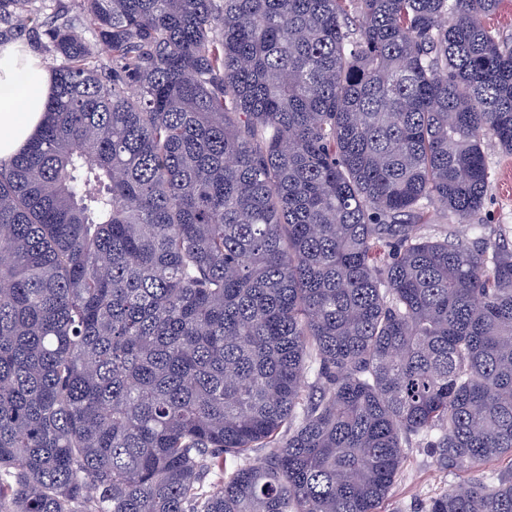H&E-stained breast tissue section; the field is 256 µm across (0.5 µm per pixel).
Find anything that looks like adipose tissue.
<instances>
[{
    "instance_id": "ef3b65f1",
    "label": "adipose tissue",
    "mask_w": 512,
    "mask_h": 512,
    "mask_svg": "<svg viewBox=\"0 0 512 512\" xmlns=\"http://www.w3.org/2000/svg\"><path fill=\"white\" fill-rule=\"evenodd\" d=\"M53 78L28 48L0 46V165L8 164L45 120Z\"/></svg>"
}]
</instances>
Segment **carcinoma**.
Instances as JSON below:
<instances>
[{"label":"carcinoma","instance_id":"cac0c4a2","mask_svg":"<svg viewBox=\"0 0 512 512\" xmlns=\"http://www.w3.org/2000/svg\"><path fill=\"white\" fill-rule=\"evenodd\" d=\"M499 3L48 24L45 124L0 166V512H385L415 441L509 459L428 512H512V246L418 228L472 220L487 142L512 154ZM424 220L428 222V224L423 225L426 233L448 232V229H450L460 235L470 236V230L466 226L448 223V210L437 202L428 203L426 205L424 209Z\"/></svg>","mask_w":512,"mask_h":512}]
</instances>
